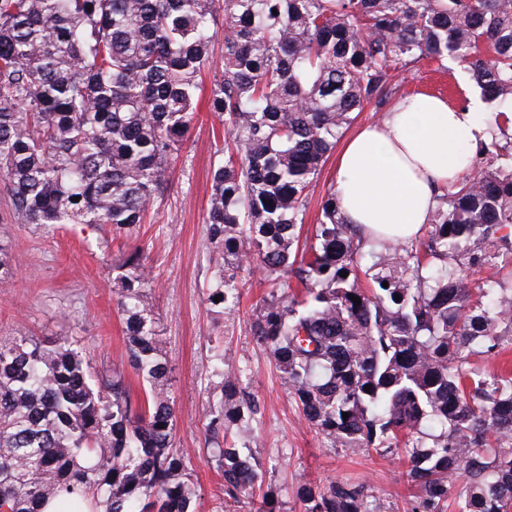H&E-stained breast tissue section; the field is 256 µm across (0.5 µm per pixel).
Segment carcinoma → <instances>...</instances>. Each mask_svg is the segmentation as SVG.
Listing matches in <instances>:
<instances>
[{"label": "carcinoma", "instance_id": "cac0c4a2", "mask_svg": "<svg viewBox=\"0 0 512 512\" xmlns=\"http://www.w3.org/2000/svg\"><path fill=\"white\" fill-rule=\"evenodd\" d=\"M220 28L207 300L233 310L244 274L270 282L249 335L326 447L404 457L408 512H512V373L471 363L512 350V0H0L13 218L144 223L188 140ZM448 58L495 118L425 234L377 248L344 222L332 188L301 238L309 188L354 115L383 107L419 63ZM124 267L115 293L142 398L121 371L94 377L67 339H0V512H43L61 495L97 512H196L143 252ZM215 375L206 433L224 435L212 457L225 500L276 512L271 492L256 495L261 459L231 437L256 408L244 372L220 354ZM296 498L300 512H374L362 484L303 480Z\"/></svg>", "mask_w": 512, "mask_h": 512}]
</instances>
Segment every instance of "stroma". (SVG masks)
<instances>
[{
  "label": "stroma",
  "instance_id": "obj_1",
  "mask_svg": "<svg viewBox=\"0 0 512 512\" xmlns=\"http://www.w3.org/2000/svg\"><path fill=\"white\" fill-rule=\"evenodd\" d=\"M401 93H432L455 106H470L480 92L454 61L422 66L406 78ZM224 145V121L200 108L187 144L162 201L145 223L117 231L108 224H65L48 231L11 221L8 198L0 190V337L32 336L45 342L70 337L94 372L125 370L133 397H141L137 377L127 372L123 317L117 308L115 278L129 252L141 249L149 268L146 302L157 322L161 348L171 368L177 427L175 444L197 489L199 512H250L249 499L225 504L224 479L206 451L204 406L221 399L213 356L244 370L258 401L242 434L259 437L256 452L265 464L264 489L273 491L280 512H298L299 481L362 483L375 512H405L409 487L398 456H353L325 447L299 415L281 373L247 334L244 321L269 290L261 274L250 275L238 310L228 312L207 300L206 218L211 168Z\"/></svg>",
  "mask_w": 512,
  "mask_h": 512
}]
</instances>
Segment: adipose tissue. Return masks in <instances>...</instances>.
Masks as SVG:
<instances>
[{
  "label": "adipose tissue",
  "mask_w": 512,
  "mask_h": 512,
  "mask_svg": "<svg viewBox=\"0 0 512 512\" xmlns=\"http://www.w3.org/2000/svg\"><path fill=\"white\" fill-rule=\"evenodd\" d=\"M488 135L483 113L442 97H400L380 122L352 133L336 157L341 215L408 242L430 223L440 187L469 164L465 145Z\"/></svg>",
  "instance_id": "1"
}]
</instances>
